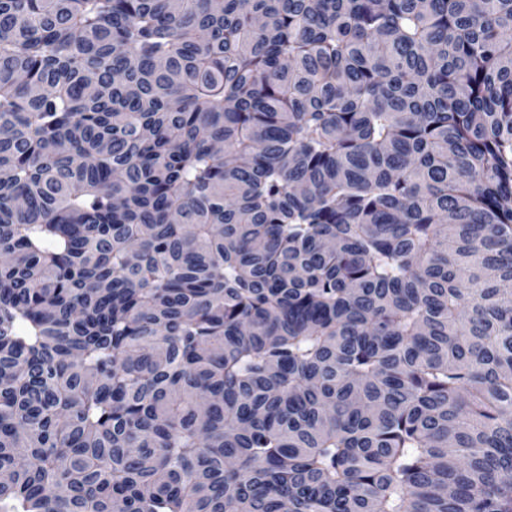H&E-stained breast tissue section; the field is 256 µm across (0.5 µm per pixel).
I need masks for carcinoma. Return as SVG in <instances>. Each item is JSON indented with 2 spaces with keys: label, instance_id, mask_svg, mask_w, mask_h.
<instances>
[{
  "label": "carcinoma",
  "instance_id": "carcinoma-1",
  "mask_svg": "<svg viewBox=\"0 0 512 512\" xmlns=\"http://www.w3.org/2000/svg\"><path fill=\"white\" fill-rule=\"evenodd\" d=\"M0 512H512V0H0Z\"/></svg>",
  "mask_w": 512,
  "mask_h": 512
}]
</instances>
